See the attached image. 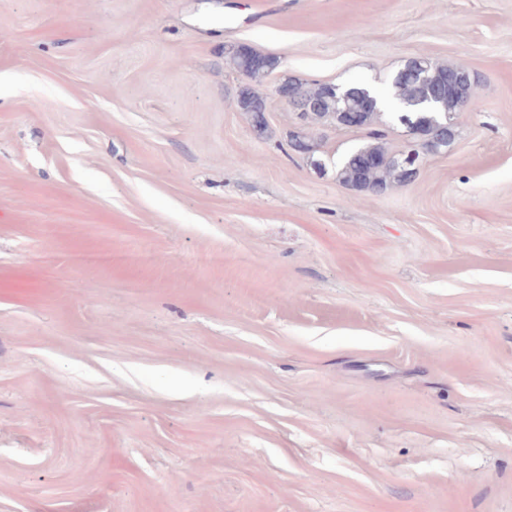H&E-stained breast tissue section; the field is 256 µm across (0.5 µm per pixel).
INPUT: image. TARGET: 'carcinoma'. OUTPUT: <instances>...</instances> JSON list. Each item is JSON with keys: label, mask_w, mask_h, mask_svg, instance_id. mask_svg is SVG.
<instances>
[{"label": "carcinoma", "mask_w": 512, "mask_h": 512, "mask_svg": "<svg viewBox=\"0 0 512 512\" xmlns=\"http://www.w3.org/2000/svg\"><path fill=\"white\" fill-rule=\"evenodd\" d=\"M228 60L231 68L241 74L249 73L258 77V63H264V68L274 69L278 64L277 58L265 55L248 45H240L229 52ZM470 89V105L475 108L479 102L477 82L471 74L459 66L427 60V79L408 74L393 79L392 89L397 107V120L418 122L416 137L422 140L420 149H429L428 138L432 133L430 122L441 121L459 111L463 89ZM291 96L295 104L304 105L323 99L327 85H307L303 82L289 84ZM374 102H369L368 97ZM365 96L363 86L348 88L345 99L339 100L335 108L328 106L302 113L307 125L328 122L341 126L338 110L349 106L362 111L361 128L372 127L381 114L382 100L374 92ZM245 109L250 112L253 123L260 126L266 124L262 102L258 97L248 93L242 94ZM371 141L355 147L344 154L337 166L342 182L357 190L383 195L395 185L405 184L401 169L391 158V152L383 141V134L369 132Z\"/></svg>", "instance_id": "cac0c4a2"}]
</instances>
